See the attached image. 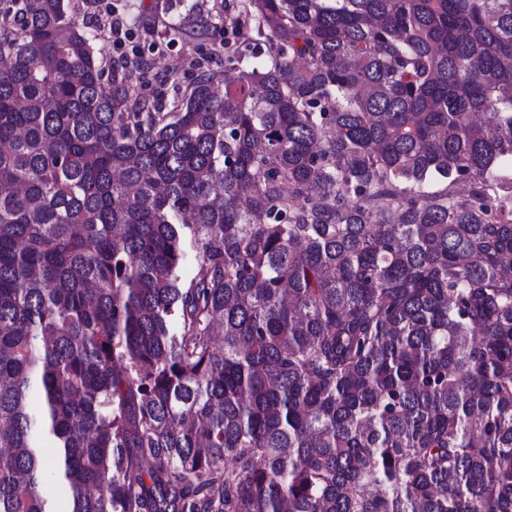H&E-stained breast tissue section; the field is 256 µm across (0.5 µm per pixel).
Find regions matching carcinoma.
<instances>
[{"mask_svg": "<svg viewBox=\"0 0 512 512\" xmlns=\"http://www.w3.org/2000/svg\"><path fill=\"white\" fill-rule=\"evenodd\" d=\"M231 33L164 112L0 0V512H512V0Z\"/></svg>", "mask_w": 512, "mask_h": 512, "instance_id": "obj_1", "label": "carcinoma"}]
</instances>
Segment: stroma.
I'll list each match as a JSON object with an SVG mask.
<instances>
[{"label": "stroma", "mask_w": 512, "mask_h": 512, "mask_svg": "<svg viewBox=\"0 0 512 512\" xmlns=\"http://www.w3.org/2000/svg\"><path fill=\"white\" fill-rule=\"evenodd\" d=\"M79 23L98 32L109 10L124 12L136 30L144 64L141 85L153 103L171 106L195 80V61L224 70V29L231 0H70Z\"/></svg>", "instance_id": "35a3bbf8"}]
</instances>
